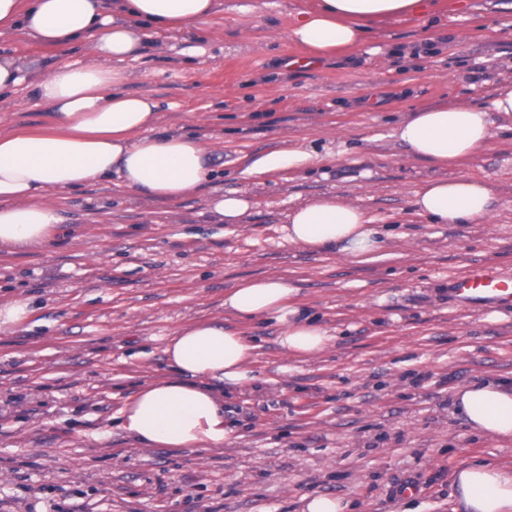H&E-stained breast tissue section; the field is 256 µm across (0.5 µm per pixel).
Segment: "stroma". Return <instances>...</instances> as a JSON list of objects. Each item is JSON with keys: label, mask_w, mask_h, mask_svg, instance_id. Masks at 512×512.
Returning <instances> with one entry per match:
<instances>
[{"label": "stroma", "mask_w": 512, "mask_h": 512, "mask_svg": "<svg viewBox=\"0 0 512 512\" xmlns=\"http://www.w3.org/2000/svg\"><path fill=\"white\" fill-rule=\"evenodd\" d=\"M219 3L123 65L126 90L159 105L156 133L210 148L212 180L177 201L147 203L108 183L55 194L53 242L0 246V303L32 308L0 326V512H303L321 494L346 512H461L458 468H512V439L472 430L453 402L459 386L512 380V309L450 295L470 264L512 272V113H494L486 145L452 168L415 160L396 130L457 100L489 108L512 83V0H431L423 15L373 24L375 54L308 67L288 30L317 0ZM4 50L37 76L84 56L23 39L1 40ZM47 120L25 90L0 95L1 131ZM288 148L319 161L247 174L256 155ZM459 176L491 188L485 223L416 213L415 190ZM220 195L248 201L239 223L211 213ZM336 195L381 233L371 260L289 242V212ZM274 276L328 330L323 352L285 355L275 321L225 312L228 289ZM214 318L256 345L254 387L225 401L232 435L219 448L134 445L114 425L118 411L170 375V336Z\"/></svg>", "instance_id": "obj_1"}]
</instances>
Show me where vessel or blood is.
Returning a JSON list of instances; mask_svg holds the SVG:
<instances>
[{
	"mask_svg": "<svg viewBox=\"0 0 512 512\" xmlns=\"http://www.w3.org/2000/svg\"><path fill=\"white\" fill-rule=\"evenodd\" d=\"M456 301L474 308H512V274L491 263L470 265L452 288Z\"/></svg>",
	"mask_w": 512,
	"mask_h": 512,
	"instance_id": "b4317fda",
	"label": "vessel or blood"
}]
</instances>
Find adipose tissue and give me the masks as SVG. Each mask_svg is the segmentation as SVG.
Masks as SVG:
<instances>
[{"label":"adipose tissue","mask_w":512,"mask_h":512,"mask_svg":"<svg viewBox=\"0 0 512 512\" xmlns=\"http://www.w3.org/2000/svg\"><path fill=\"white\" fill-rule=\"evenodd\" d=\"M217 0H0V38L21 35L48 45H81L84 58L58 66L31 85L50 120L37 128L0 132V246L31 249L55 236L59 217L47 196L116 181L143 201L178 200L196 192L209 172V149L186 134L158 135L157 102L125 90L127 74L112 61L134 60L151 33L181 32L212 15ZM422 0H320L289 30L310 59L363 46L365 26L421 10ZM495 112H512V86L501 87L490 109L464 101L414 113L396 131L413 158L432 165L474 156L491 136ZM418 214L439 224H479L492 213L491 189L475 177L439 179L414 191ZM288 239L357 262L382 242L370 218L339 197H322L288 215ZM285 278L241 283L224 295V309L242 318L269 317L290 355L312 357L328 331L290 307ZM255 347L213 319L181 329L164 353L172 373L141 386L120 409L117 426L144 448L223 445L224 391L252 385ZM454 404L474 430L512 437V383L488 380L458 388ZM467 512H512V470L473 462L455 475Z\"/></svg>","instance_id":"adipose-tissue-1"}]
</instances>
